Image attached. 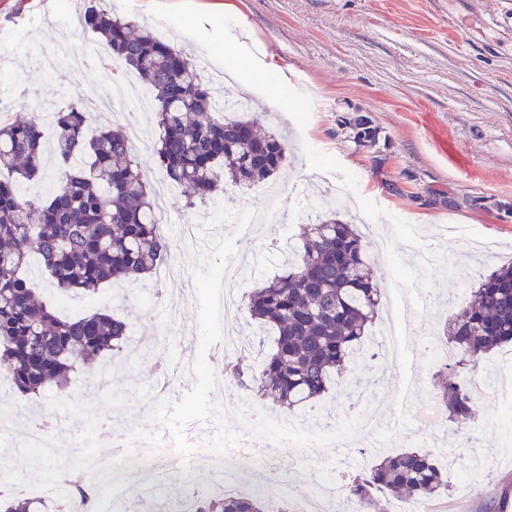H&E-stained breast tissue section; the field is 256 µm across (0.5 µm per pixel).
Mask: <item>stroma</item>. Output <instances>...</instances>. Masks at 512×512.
Instances as JSON below:
<instances>
[{
	"label": "stroma",
	"mask_w": 512,
	"mask_h": 512,
	"mask_svg": "<svg viewBox=\"0 0 512 512\" xmlns=\"http://www.w3.org/2000/svg\"><path fill=\"white\" fill-rule=\"evenodd\" d=\"M106 0L137 25L167 22L175 46L190 49L204 78L220 69L214 51L231 49L243 37L257 39L277 74L272 97L253 93L260 75L240 59L232 95L253 98L262 131L287 137L288 165L269 181L280 191V220L252 224L248 216L263 200L254 187L226 186L206 208H189L181 194L167 206L168 233L183 224L211 230L207 248L176 252L191 276L180 324L165 321V307L139 285L117 281L93 297L72 294L59 302L62 314L106 310L128 320L132 341H160L168 358L191 355L189 377L156 398L153 355L121 360L112 391L94 395L84 374L65 390L48 389L29 398L0 384V398L19 408L15 440L0 444V481L62 476L73 469L70 447L88 440V454H106L94 435L99 407L113 426L130 427L143 406L156 404L157 430L173 446L174 471L189 472L198 484L211 478L208 457L188 444L186 431L199 420L222 421L224 395L203 380L215 344L224 333L218 296L223 270L246 264L242 295L278 272L277 254L295 238L299 224L322 213L321 202L343 195L339 220H354L365 241H385L388 268L379 269L391 306L381 308L373 332L388 324L400 334L398 361L355 356L335 391L308 405L305 428L320 419L347 426L343 407L359 401L374 431L368 447L314 449L297 454L280 443L266 468L308 485L325 472L344 484L347 476L403 449H422L444 464L449 489L434 504L442 512H512V409L492 410L484 397L459 434L438 394V366L426 350L442 342L452 313L465 303L480 272L512 262V0ZM80 26L68 0H0V112L31 117L37 108L63 110L105 96L118 97L106 71L84 70L79 56L99 44ZM370 117L378 127L375 145L355 143L345 121ZM91 124L135 123L147 133L136 146L143 171L157 166L159 136L153 111L131 105ZM59 419V444L51 457L26 448L23 429L42 414ZM100 416V417H101Z\"/></svg>",
	"instance_id": "35a3bbf8"
}]
</instances>
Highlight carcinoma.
<instances>
[{"label":"carcinoma","instance_id":"cac0c4a2","mask_svg":"<svg viewBox=\"0 0 512 512\" xmlns=\"http://www.w3.org/2000/svg\"><path fill=\"white\" fill-rule=\"evenodd\" d=\"M80 23L102 38L108 56L135 70L152 95L160 135L156 159L187 204H204L221 181L254 185L287 163L285 142L257 129L250 109L216 118L218 100L180 50L113 16L90 0ZM80 107L55 112L44 128L31 119L0 117V373L22 396L47 384L67 385L86 374L99 389L102 359L129 342V323L108 313L59 317L26 276L30 256H39L51 286L67 293L94 294L121 280L144 285L171 258L173 241L155 220L157 203L128 135L101 127L86 133ZM353 139L376 143L379 132L365 116L354 118ZM63 173L49 196L26 197L20 183L44 174L46 138ZM473 301L458 310L444 330L453 359L440 377V397L451 422L471 420L473 383L486 355L512 344V262L479 275ZM382 305L380 281L356 225L320 217L301 225L280 273L257 287L246 313L271 343L258 337V370L227 367L242 391L293 412L328 394L336 374L372 342L370 328ZM448 487L428 452L409 449L389 455L353 476L344 491L361 507L380 502L377 492L431 499ZM68 512H89L92 495L80 478L62 490ZM261 493L209 494L194 512H269ZM3 512H63L46 500L15 499Z\"/></svg>","mask_w":512,"mask_h":512}]
</instances>
